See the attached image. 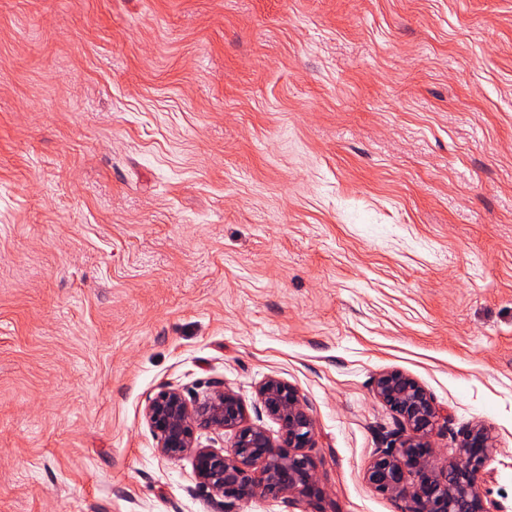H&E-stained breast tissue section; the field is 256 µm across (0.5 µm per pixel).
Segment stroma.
Listing matches in <instances>:
<instances>
[{
	"label": "stroma",
	"mask_w": 512,
	"mask_h": 512,
	"mask_svg": "<svg viewBox=\"0 0 512 512\" xmlns=\"http://www.w3.org/2000/svg\"><path fill=\"white\" fill-rule=\"evenodd\" d=\"M391 370L512 512V0H0V512H396ZM270 377L320 500L159 454L164 386L279 439Z\"/></svg>",
	"instance_id": "1"
}]
</instances>
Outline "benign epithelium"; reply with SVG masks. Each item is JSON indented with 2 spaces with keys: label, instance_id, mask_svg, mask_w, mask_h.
I'll return each instance as SVG.
<instances>
[{
  "label": "benign epithelium",
  "instance_id": "1",
  "mask_svg": "<svg viewBox=\"0 0 512 512\" xmlns=\"http://www.w3.org/2000/svg\"><path fill=\"white\" fill-rule=\"evenodd\" d=\"M374 392L409 430L399 447L377 449L369 463L364 478L377 493L394 502L397 512H498L483 488L494 448L489 428L469 429L456 458L437 469L430 437L441 413L432 396L397 370L379 374ZM258 400L281 424L277 443L262 426L248 422L244 403L223 387L191 403L180 391L163 388L148 402L144 418L159 453L170 460L192 453L201 486L215 495L229 501L320 499L323 490L305 453L313 447L314 420L299 391L270 377L259 387ZM200 430H233L235 440L225 451L202 446Z\"/></svg>",
  "mask_w": 512,
  "mask_h": 512
}]
</instances>
